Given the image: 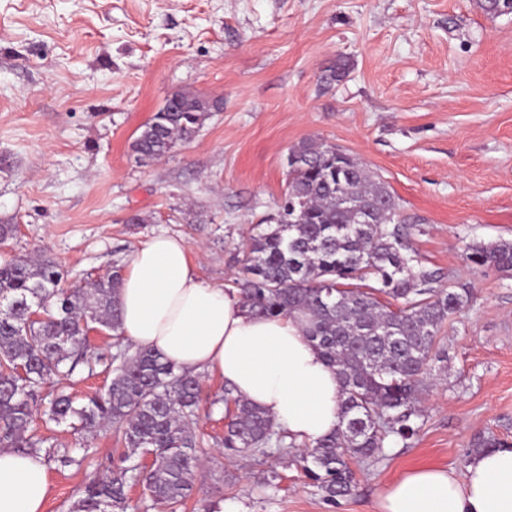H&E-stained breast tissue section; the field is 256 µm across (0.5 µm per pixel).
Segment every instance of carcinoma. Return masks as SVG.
I'll list each match as a JSON object with an SVG mask.
<instances>
[{"mask_svg":"<svg viewBox=\"0 0 512 512\" xmlns=\"http://www.w3.org/2000/svg\"><path fill=\"white\" fill-rule=\"evenodd\" d=\"M211 112L208 102L177 93L141 126L132 148L158 160L191 140ZM288 181L278 207L281 222L252 228L234 287L261 317L293 312L309 319L307 336L342 384L341 420L300 454L307 476L326 500L352 493L351 460L379 461L393 437L406 446L419 431V396L440 358L439 335L448 319L471 303L468 284L449 292L439 268H429L397 222L399 204L388 186L336 146L305 139L290 148ZM467 260L512 271V241L474 243ZM373 278L369 290L348 287ZM121 267L82 287H67L48 257L0 262V448L44 451L64 466H82L94 451L45 445L30 429L33 406L46 380L72 375L84 363L88 329L112 332L115 353L87 363L112 374L108 387L76 403L65 389L47 402L43 421L94 433L113 425L126 447L125 466L94 470L70 512L126 509L128 489L178 512L191 496L201 464L194 427L202 401L199 377L159 353L136 347L120 331L117 288ZM224 447L265 453L295 448L272 419L224 388ZM151 458L150 465L143 460Z\"/></svg>","mask_w":512,"mask_h":512,"instance_id":"obj_1","label":"carcinoma"}]
</instances>
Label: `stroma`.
Listing matches in <instances>:
<instances>
[{"instance_id":"1","label":"stroma","mask_w":512,"mask_h":512,"mask_svg":"<svg viewBox=\"0 0 512 512\" xmlns=\"http://www.w3.org/2000/svg\"><path fill=\"white\" fill-rule=\"evenodd\" d=\"M177 92L215 108L191 141L140 160V126ZM306 138L383 180L422 263L473 300L441 334L418 436L354 464V491L333 503L294 457L225 448L224 381L200 372L205 464L183 512H375L408 469L461 480L466 449L512 445V273L465 258L512 240V14L479 0H0V224L17 227L0 260L41 254L79 284L169 234L203 281L232 287ZM38 433L89 445L99 470L121 464L115 428ZM88 469L50 463L45 512H68Z\"/></svg>"}]
</instances>
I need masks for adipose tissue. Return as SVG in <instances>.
I'll return each instance as SVG.
<instances>
[{"instance_id":"1","label":"adipose tissue","mask_w":512,"mask_h":512,"mask_svg":"<svg viewBox=\"0 0 512 512\" xmlns=\"http://www.w3.org/2000/svg\"><path fill=\"white\" fill-rule=\"evenodd\" d=\"M188 244L160 234L132 255L119 290L121 332L177 367L219 375L297 444H315L340 420L341 385L300 315L254 316L236 289L201 280ZM43 454L0 448V512H44ZM376 512H512V448L467 461L464 480L419 467L383 486Z\"/></svg>"}]
</instances>
